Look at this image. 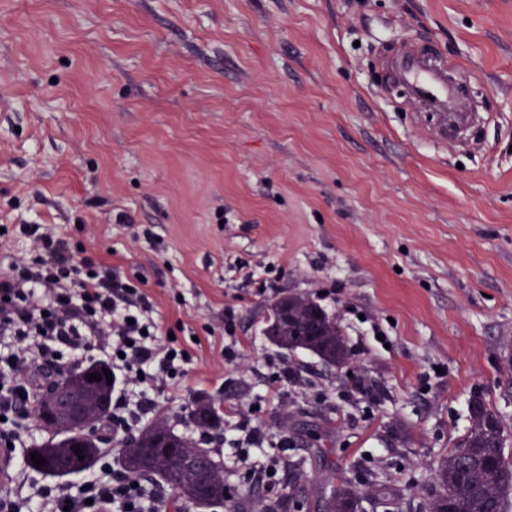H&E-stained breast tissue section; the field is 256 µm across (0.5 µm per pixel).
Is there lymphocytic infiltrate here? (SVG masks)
I'll return each mask as SVG.
<instances>
[{
  "label": "lymphocytic infiltrate",
  "mask_w": 512,
  "mask_h": 512,
  "mask_svg": "<svg viewBox=\"0 0 512 512\" xmlns=\"http://www.w3.org/2000/svg\"><path fill=\"white\" fill-rule=\"evenodd\" d=\"M154 303L141 280L76 249L69 238L35 234L31 255L10 257L0 274V453L12 458L40 389L69 367L63 349L96 347L118 372L112 410L102 426L132 434L155 407L152 391L184 376L186 347L159 337ZM0 512H176L174 499L150 481L112 465L101 449L83 480L34 494L0 496Z\"/></svg>",
  "instance_id": "obj_1"
}]
</instances>
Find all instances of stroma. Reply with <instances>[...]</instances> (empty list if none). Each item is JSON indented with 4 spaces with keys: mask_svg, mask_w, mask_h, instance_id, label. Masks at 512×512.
Returning a JSON list of instances; mask_svg holds the SVG:
<instances>
[{
    "mask_svg": "<svg viewBox=\"0 0 512 512\" xmlns=\"http://www.w3.org/2000/svg\"><path fill=\"white\" fill-rule=\"evenodd\" d=\"M410 51L468 78L464 141L430 137L394 87ZM24 224L138 276L190 349L139 425L194 437L192 402L223 407L214 457L240 492L212 512L263 496L237 462L256 427L255 470L296 464L281 497L348 482L361 512H423L475 394L512 432V0H0L18 253ZM292 293L335 316L348 363L265 336Z\"/></svg>",
    "mask_w": 512,
    "mask_h": 512,
    "instance_id": "1",
    "label": "stroma"
}]
</instances>
